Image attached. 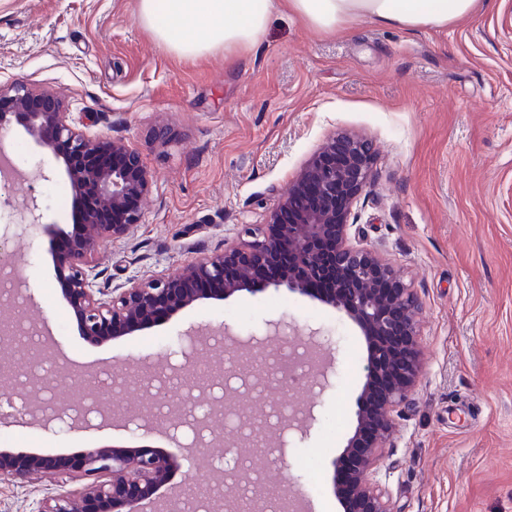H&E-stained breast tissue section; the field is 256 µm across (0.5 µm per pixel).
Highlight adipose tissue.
Returning a JSON list of instances; mask_svg holds the SVG:
<instances>
[{"mask_svg": "<svg viewBox=\"0 0 512 512\" xmlns=\"http://www.w3.org/2000/svg\"><path fill=\"white\" fill-rule=\"evenodd\" d=\"M477 0H139L137 20L164 48L185 60L253 50L274 12L285 11L324 34L359 21L413 32L445 29L474 12Z\"/></svg>", "mask_w": 512, "mask_h": 512, "instance_id": "1", "label": "adipose tissue"}]
</instances>
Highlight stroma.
Listing matches in <instances>:
<instances>
[{"label":"stroma","instance_id":"1","mask_svg":"<svg viewBox=\"0 0 512 512\" xmlns=\"http://www.w3.org/2000/svg\"><path fill=\"white\" fill-rule=\"evenodd\" d=\"M137 0H0V84L21 78L58 91L78 129L122 139L153 175L141 224L99 256L102 285L170 274L239 242L264 223L303 164L338 132L370 139L373 178L350 236L400 266L421 302L422 371L372 479L395 512H512V0H479L442 30L371 21L341 36L273 13L247 56L195 61L168 53L136 19ZM24 180L15 208L37 202L38 224L11 234L0 264L26 265L30 323L47 322L74 364L167 372L187 337L222 325L261 334L255 361L287 357L311 332L326 340L330 384L283 399L314 403L316 421L292 439L271 483L302 489L313 512H343L331 461L354 430L367 344L343 313L286 288L202 301L171 320L104 345L80 336L55 280L47 224L73 221L66 178L43 179L40 151L21 130ZM282 321L279 335L270 324ZM165 427L73 431L16 416L0 402V448L55 455L85 445L149 446L179 454ZM224 477V451L184 463L172 487ZM38 475L0 483V512H35L69 488Z\"/></svg>","mask_w":512,"mask_h":512}]
</instances>
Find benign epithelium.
<instances>
[{
	"instance_id": "7a95c632",
	"label": "benign epithelium",
	"mask_w": 512,
	"mask_h": 512,
	"mask_svg": "<svg viewBox=\"0 0 512 512\" xmlns=\"http://www.w3.org/2000/svg\"><path fill=\"white\" fill-rule=\"evenodd\" d=\"M0 101L13 111H0V131L12 123L21 125L27 137L53 156L68 180L74 204L83 215L70 230L44 226L49 238L56 278L71 309L80 335L101 345L149 329L183 309L204 300L223 301L241 291L263 292L284 286L309 296V282L333 277L335 284L315 299L346 315L370 343L365 381L356 399V426L345 448L332 461L335 469L350 471L353 494L346 512H394L371 479L376 449L384 447L392 431V412L403 403L420 371L417 344L421 309L419 297L402 272L349 237V216L354 204L372 179L374 150L364 138L341 133L328 139L306 162L288 192L270 209L266 223L245 230L249 239L224 247V251L194 260L172 275L132 278L125 286L99 283L96 258L107 246L125 239L133 225L142 223L141 202L150 193L152 177L140 154L123 140L91 138L75 128L63 100L47 89L34 88L22 80L0 86ZM15 168L0 156V197L10 203ZM36 204L11 214L3 223L0 243L11 229L39 221ZM297 260V268L281 269L274 277L261 273L278 267L281 257ZM214 335L233 351L235 359L224 366V382L239 379L253 387L265 375L242 364L243 344L228 327ZM171 436L192 431L178 458L146 446L88 444L73 454L44 455L0 449V482L22 485L36 473L61 474L79 482L78 487L44 498L38 512H183V500L169 494L158 500L152 495L170 484L182 462L195 458L203 448L235 449L240 460H253V440L260 430L277 436L273 449L286 463L285 432L305 437L314 420L313 404L285 421L272 422L273 412L264 406L246 417H237L238 427L224 432V415L230 407L215 406V412L192 417L179 404L165 399ZM95 418L105 423L112 412L103 406L89 407L73 396L63 408L71 428L88 427ZM60 410L42 399L31 401L30 416L45 422L59 420ZM228 490L195 509L202 512H235L242 491L262 493L256 512H284L268 495L262 480L245 468L230 472Z\"/></svg>"
}]
</instances>
